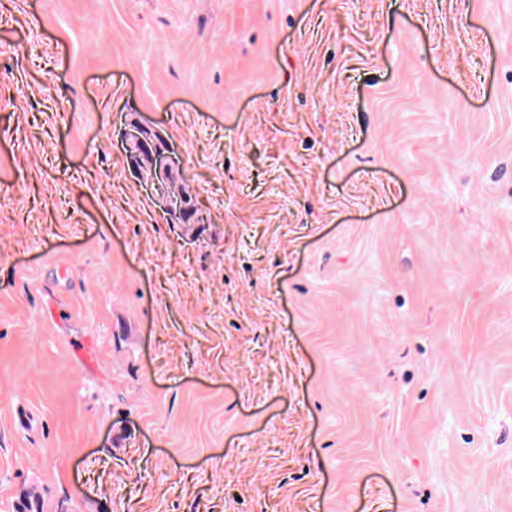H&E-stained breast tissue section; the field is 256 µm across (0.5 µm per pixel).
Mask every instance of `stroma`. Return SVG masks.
<instances>
[{
  "instance_id": "stroma-1",
  "label": "stroma",
  "mask_w": 512,
  "mask_h": 512,
  "mask_svg": "<svg viewBox=\"0 0 512 512\" xmlns=\"http://www.w3.org/2000/svg\"><path fill=\"white\" fill-rule=\"evenodd\" d=\"M0 512H512V0H0ZM143 140L136 145L132 152L133 166L140 175L150 176V158L155 151L166 144L160 132L143 130ZM173 152L167 148L160 154L153 156L151 161L152 177L147 181L148 187L153 197L162 200L166 211H172L179 207V204L172 198H169L165 191L167 175L173 171L176 163L175 157H172ZM176 179L173 174L170 175L167 181V189L169 193L175 197L183 209L177 212H167L170 214L172 224H195L203 221L202 217L197 216V209L191 206V196L185 191L182 185L176 184Z\"/></svg>"
}]
</instances>
